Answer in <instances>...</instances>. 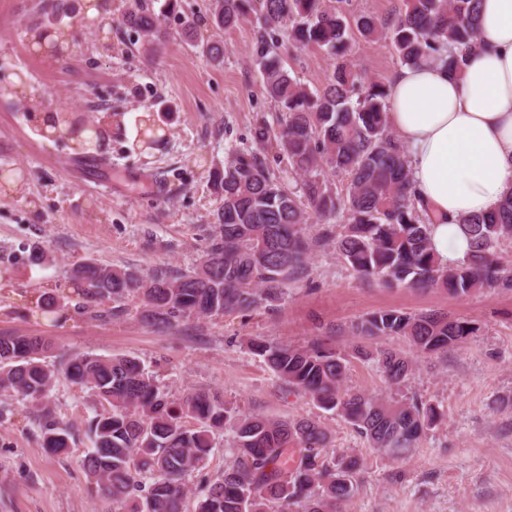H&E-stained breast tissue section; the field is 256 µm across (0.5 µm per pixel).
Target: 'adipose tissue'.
Segmentation results:
<instances>
[{
	"label": "adipose tissue",
	"instance_id": "1",
	"mask_svg": "<svg viewBox=\"0 0 512 512\" xmlns=\"http://www.w3.org/2000/svg\"><path fill=\"white\" fill-rule=\"evenodd\" d=\"M476 46L460 76L437 65L390 77L389 122L405 148L430 213L432 245L445 263L470 251L462 219L512 192V0H480Z\"/></svg>",
	"mask_w": 512,
	"mask_h": 512
}]
</instances>
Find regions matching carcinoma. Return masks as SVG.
Instances as JSON below:
<instances>
[{"label": "carcinoma", "mask_w": 512, "mask_h": 512, "mask_svg": "<svg viewBox=\"0 0 512 512\" xmlns=\"http://www.w3.org/2000/svg\"><path fill=\"white\" fill-rule=\"evenodd\" d=\"M133 0L122 21L157 37L160 19L182 0ZM477 0H406L403 14L380 22L361 17L365 39L384 37L401 64H436L459 75L454 48L477 37ZM54 19L72 13L69 0H42ZM255 15L262 26L253 56L263 88L280 110L277 122L255 127V148L232 149L224 170L213 176L220 198L217 224L204 259L190 272L157 273L143 280L133 272L83 261L72 268L88 302L134 294L145 319L163 331L191 316L249 311L280 301L291 282L304 277L310 255L332 246L365 278L386 287L439 288L463 298L486 288L512 291V266L499 247L512 241V194L486 215L465 218L472 250L446 264L431 245V217L419 204L403 145L389 126V87L364 81L345 56L347 24L335 0H212L211 24L235 27ZM296 49H316L338 60L327 85L312 92L290 75L276 52L279 37ZM272 147L289 164L288 177L271 171L262 151ZM348 177V193L336 194L326 172ZM322 225L305 236L310 219ZM465 319L385 309L352 327L363 340L405 336L417 351L446 355L475 335ZM250 351L290 388L321 409L344 418L368 444L391 457L416 447L424 430L441 419L437 406L414 397L383 400L343 388L346 356L321 339L302 348L252 340ZM51 344L39 336L0 335V390H11L36 407L44 447L69 448L70 430L49 408L56 371L46 364ZM357 354L375 361L390 385L413 372V363L390 349ZM69 381L90 388L103 407L90 426L87 474L113 512H184L185 477L201 469L216 432L230 426L237 464L201 488L195 512H339L358 489L360 459L326 455L327 435L313 418L273 419L233 415L224 398L192 391L172 400L132 356L93 351L67 359Z\"/></svg>", "instance_id": "cac0c4a2"}]
</instances>
